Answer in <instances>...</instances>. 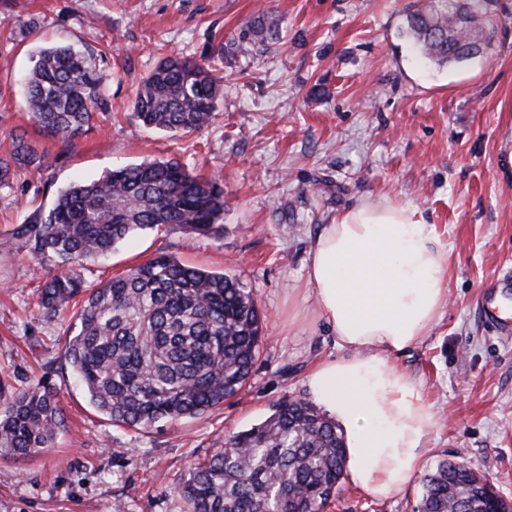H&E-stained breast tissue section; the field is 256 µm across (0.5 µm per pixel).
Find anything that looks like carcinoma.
<instances>
[{"label": "carcinoma", "mask_w": 512, "mask_h": 512, "mask_svg": "<svg viewBox=\"0 0 512 512\" xmlns=\"http://www.w3.org/2000/svg\"><path fill=\"white\" fill-rule=\"evenodd\" d=\"M484 0H427L406 14L416 52L438 65L486 54ZM276 25L258 17L249 34L266 43ZM26 104L31 119L67 143L92 128L107 79L70 45L31 55ZM224 77L202 61L163 59L143 80L134 112L148 129L190 134L207 126ZM48 169L47 154L13 138L0 158V187L19 167ZM224 190L176 161L152 160L75 182L14 228L17 250L61 272L40 293L50 316L80 299L75 333L63 358L91 404L118 426L149 430L194 418L236 396L248 382L264 340L263 314L234 275L185 265L169 255L89 287L82 271L136 232L175 225L204 237L223 230ZM58 389L44 378L10 391L0 383V452L27 457L52 447L63 426ZM345 467L336 425L312 405L284 399L224 450L196 467L180 494L188 512H324ZM473 512L505 507L494 485L463 464L443 459L421 479L417 512Z\"/></svg>", "instance_id": "1"}]
</instances>
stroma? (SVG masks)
I'll return each mask as SVG.
<instances>
[{"label": "stroma", "instance_id": "1", "mask_svg": "<svg viewBox=\"0 0 512 512\" xmlns=\"http://www.w3.org/2000/svg\"><path fill=\"white\" fill-rule=\"evenodd\" d=\"M418 0H0V156L12 136L52 166L19 168L0 187V381L50 375L64 425L52 447L0 455V512H186L176 488L228 435L282 399H308L305 377L340 356L304 297L308 251L356 203L419 207L448 257V302L398 364L422 386L437 424L425 469L464 457L512 502V0H487L485 57L438 67L402 33ZM276 39H244L259 14ZM69 44L109 79L92 130L62 142L30 118L22 81L32 51ZM175 54L224 78L215 117L186 137L143 127L136 90ZM177 160L224 190L216 238L179 227L131 237L89 263L88 285L160 254L239 277L265 313V341L242 392L151 430L96 410L63 359L72 316L47 318L38 294L54 270L11 245L13 228L75 180ZM419 482L385 500L342 482L324 512H415Z\"/></svg>", "mask_w": 512, "mask_h": 512}]
</instances>
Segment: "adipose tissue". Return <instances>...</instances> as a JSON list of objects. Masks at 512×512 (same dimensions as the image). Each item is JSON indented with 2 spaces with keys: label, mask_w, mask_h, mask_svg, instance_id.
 <instances>
[{
  "label": "adipose tissue",
  "mask_w": 512,
  "mask_h": 512,
  "mask_svg": "<svg viewBox=\"0 0 512 512\" xmlns=\"http://www.w3.org/2000/svg\"><path fill=\"white\" fill-rule=\"evenodd\" d=\"M446 270L433 225L409 205L362 202L323 225L309 250L307 293L342 354L318 360L306 385L344 433L348 480L376 499L423 464L434 414L395 358L439 319Z\"/></svg>",
  "instance_id": "1"
}]
</instances>
